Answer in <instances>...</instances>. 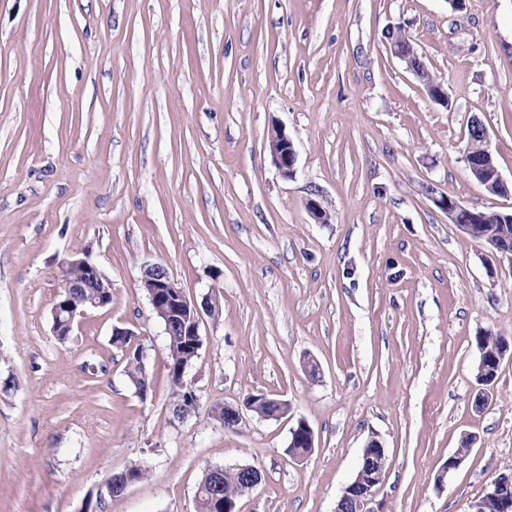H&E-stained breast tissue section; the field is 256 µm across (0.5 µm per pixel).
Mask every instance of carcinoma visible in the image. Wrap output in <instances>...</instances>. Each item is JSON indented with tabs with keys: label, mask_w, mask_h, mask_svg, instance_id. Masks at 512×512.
Instances as JSON below:
<instances>
[{
	"label": "carcinoma",
	"mask_w": 512,
	"mask_h": 512,
	"mask_svg": "<svg viewBox=\"0 0 512 512\" xmlns=\"http://www.w3.org/2000/svg\"><path fill=\"white\" fill-rule=\"evenodd\" d=\"M473 235L471 238L485 242L488 245H512V214L504 211H478V216L471 220ZM112 288L106 279L90 288L72 289L74 301L79 302L88 296L111 295ZM168 346V377L172 389L173 417L184 418L195 413L196 391L185 381L184 371L188 363L198 357L200 348L195 346L198 337L189 335L188 327L182 318L174 316L163 321ZM131 337L114 336L112 342L126 351L127 376L141 393H146L149 381L146 376L141 358L140 348L130 347ZM479 352L487 358L502 354L506 347V338L491 331L476 337ZM250 493L249 480L233 470L216 474L213 469H207L195 492L196 512H224V502H238Z\"/></svg>",
	"instance_id": "1"
}]
</instances>
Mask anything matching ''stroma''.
Listing matches in <instances>:
<instances>
[{
	"mask_svg": "<svg viewBox=\"0 0 512 512\" xmlns=\"http://www.w3.org/2000/svg\"><path fill=\"white\" fill-rule=\"evenodd\" d=\"M475 115L512 188V0H0V379L16 383L0 393V512H194L204 470L234 465L262 474L240 512H334L373 437L388 454L374 512H468L512 473V348L475 407L476 336L512 344V259L428 191L512 206L467 168ZM275 127L294 178L271 161ZM84 255L112 302L62 342L52 308ZM154 263L217 304L185 377L199 409L180 420L140 287ZM116 327L145 352L147 396ZM258 393L288 416L231 430L210 415ZM301 419L315 448L296 461ZM134 464L147 478L111 496ZM268 148L279 173L292 178L295 175L296 151L292 140L282 128H273L268 136ZM300 443H304L305 446H299ZM288 447V454L293 459H303L307 457L314 448V437L313 432L308 423L304 420H299L297 425L292 427L290 430V442Z\"/></svg>",
	"mask_w": 512,
	"mask_h": 512,
	"instance_id": "stroma-1",
	"label": "stroma"
}]
</instances>
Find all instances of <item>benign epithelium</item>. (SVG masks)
I'll return each mask as SVG.
<instances>
[{"instance_id":"benign-epithelium-1","label":"benign epithelium","mask_w":512,"mask_h":512,"mask_svg":"<svg viewBox=\"0 0 512 512\" xmlns=\"http://www.w3.org/2000/svg\"><path fill=\"white\" fill-rule=\"evenodd\" d=\"M391 53L406 64L408 70L417 72L416 62L419 60L417 51L409 40L401 41L391 45ZM268 148L274 166L279 173L291 178L295 175L296 151L292 140L281 128H273L268 136ZM470 173L489 191L497 196H509V188L501 178L490 149H485L482 157L478 159H466ZM437 207L448 214L452 223L465 234L472 233V224L469 219L475 215L472 208L459 202L450 203L448 196L441 194L432 196ZM73 264H80L85 270L87 281L95 282L103 277L100 268L93 263L89 256L74 258ZM155 277L152 279L141 278L140 288L146 293L153 311L164 317H169L175 312H187L191 320L192 334L199 335V324L201 311L194 302L190 301L183 293H178L180 303L172 306L167 300L169 290L177 287V283L171 278L168 270L160 265H153ZM70 283L63 281L62 290L54 305L53 314H66L63 321L68 331H73L74 323L78 317L91 308L106 306V303L97 297L88 298V305L78 309L70 305L65 296L68 294ZM273 403L274 411L270 415L272 419H281L288 415L290 406L288 402L271 398L264 393L256 396L251 395L245 401V407L252 409L255 400ZM290 450L288 454L298 460L307 457L314 448L313 432L308 423L304 420L297 422V425L290 429ZM361 463L358 464L350 482L344 487L341 495L336 500L334 512H374L369 507L375 490L385 480L387 468L386 448L375 438L370 439L360 455ZM469 512H512V497L506 496L500 490L497 481H492L485 493L470 505Z\"/></svg>"}]
</instances>
